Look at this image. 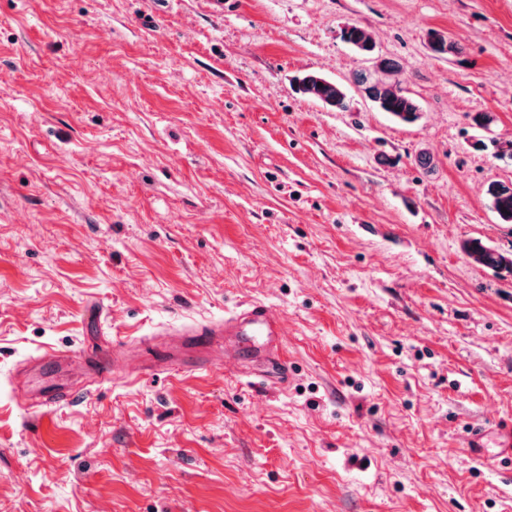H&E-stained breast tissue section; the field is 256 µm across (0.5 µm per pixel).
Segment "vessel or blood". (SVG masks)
I'll use <instances>...</instances> for the list:
<instances>
[{"instance_id":"1","label":"vessel or blood","mask_w":512,"mask_h":512,"mask_svg":"<svg viewBox=\"0 0 512 512\" xmlns=\"http://www.w3.org/2000/svg\"><path fill=\"white\" fill-rule=\"evenodd\" d=\"M281 336V325L270 309L263 303L253 302L238 307L222 322L184 325L166 346L162 358L151 362L150 367L165 371L176 365L207 364L213 343L221 338L264 353L266 361L272 364L273 373L278 380L284 381L288 378V371L278 356ZM122 348V343L116 342L112 347L97 349L86 357L85 364L98 383L105 384L115 379Z\"/></svg>"}]
</instances>
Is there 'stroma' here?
I'll list each match as a JSON object with an SVG mask.
<instances>
[{
    "mask_svg": "<svg viewBox=\"0 0 512 512\" xmlns=\"http://www.w3.org/2000/svg\"><path fill=\"white\" fill-rule=\"evenodd\" d=\"M384 58L415 123L357 91ZM495 139L512 0H0V512H512V466L466 445L512 420V274L462 249L512 252ZM251 301L287 384L249 352L141 371L153 333ZM53 385L76 398L36 408ZM318 83H322L323 87H319ZM293 86L297 92L320 102L325 107L339 111H348L350 108L345 87L320 74H303L294 79ZM487 199L503 224H512V183L491 182L486 189ZM464 250L471 261L494 271L512 273V255L503 253L479 239L468 241ZM121 342H112V348H100L84 357L87 368L96 376L99 384L112 382L116 378V370L120 362L119 355L122 351Z\"/></svg>",
    "mask_w": 512,
    "mask_h": 512,
    "instance_id": "stroma-1",
    "label": "stroma"
}]
</instances>
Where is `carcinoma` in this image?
Segmentation results:
<instances>
[{"label": "carcinoma", "instance_id": "1", "mask_svg": "<svg viewBox=\"0 0 512 512\" xmlns=\"http://www.w3.org/2000/svg\"><path fill=\"white\" fill-rule=\"evenodd\" d=\"M343 38L356 49L370 51L373 48L370 32L361 26L351 25L345 28ZM429 46L437 54L459 51L454 43L439 36L436 31L429 34ZM400 75L402 68L397 61L383 59L375 70L357 74L356 83L380 111L388 113L398 122L412 123L419 119L421 108L418 101L403 87ZM293 86L296 91L325 107L339 111L349 110L345 87L320 74L306 73L295 78ZM486 196L501 223L512 224V183L494 181L487 186ZM464 250L477 265L512 273L511 254L503 253L479 239L468 241Z\"/></svg>", "mask_w": 512, "mask_h": 512}]
</instances>
